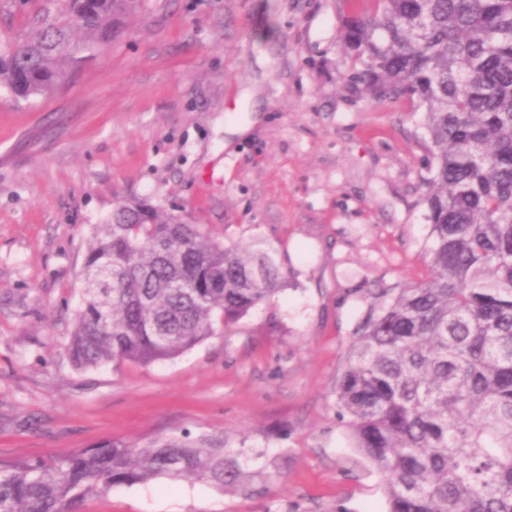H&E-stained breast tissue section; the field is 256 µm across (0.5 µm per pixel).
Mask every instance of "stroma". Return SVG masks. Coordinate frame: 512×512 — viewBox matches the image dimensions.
Returning <instances> with one entry per match:
<instances>
[{
    "instance_id": "stroma-1",
    "label": "stroma",
    "mask_w": 512,
    "mask_h": 512,
    "mask_svg": "<svg viewBox=\"0 0 512 512\" xmlns=\"http://www.w3.org/2000/svg\"><path fill=\"white\" fill-rule=\"evenodd\" d=\"M65 0H0V43ZM341 0H141L51 93L0 90V461L220 435L250 492L160 478L76 512H388L336 375L373 288L427 279L421 112L349 80ZM145 198L261 241L271 299L176 359L76 370L93 225Z\"/></svg>"
}]
</instances>
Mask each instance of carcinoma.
<instances>
[{"label":"carcinoma","mask_w":512,"mask_h":512,"mask_svg":"<svg viewBox=\"0 0 512 512\" xmlns=\"http://www.w3.org/2000/svg\"><path fill=\"white\" fill-rule=\"evenodd\" d=\"M138 0H66L0 46V89L43 96L94 59ZM342 41L374 101L409 100L433 151L427 281L366 298L336 405L388 512H512V0H349ZM67 344L78 370L174 359L278 290L258 244L124 199L93 227ZM224 438L108 441L0 463V512H73L115 486L196 479L248 490Z\"/></svg>","instance_id":"1"}]
</instances>
